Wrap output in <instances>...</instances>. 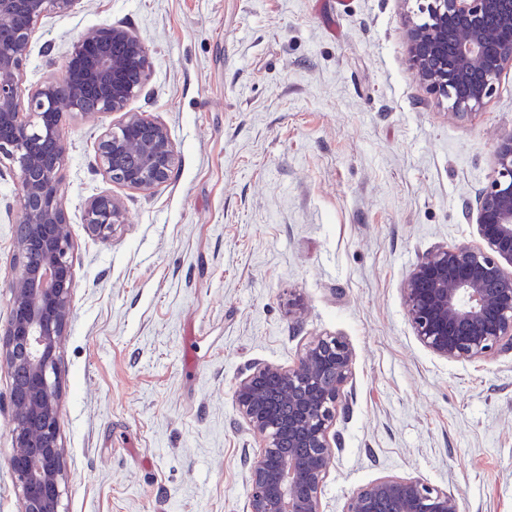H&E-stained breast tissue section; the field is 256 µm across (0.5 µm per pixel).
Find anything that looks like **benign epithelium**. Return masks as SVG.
<instances>
[{
    "label": "benign epithelium",
    "mask_w": 512,
    "mask_h": 512,
    "mask_svg": "<svg viewBox=\"0 0 512 512\" xmlns=\"http://www.w3.org/2000/svg\"><path fill=\"white\" fill-rule=\"evenodd\" d=\"M405 29L408 62L420 84L452 115L482 108L512 69V0H414ZM79 0H0V161H9L23 211L15 259L6 281L12 307L0 360L11 383L13 452L9 468L21 512H60L65 466L60 442L58 354L72 317L73 242L59 173L67 162L66 114L123 120L103 131L95 166L112 183L150 195L168 182L178 157L167 125L130 108L152 69L149 48L129 27L101 26L74 40L60 75L21 84L32 36L49 11L69 13ZM464 85L467 93L455 94ZM494 174L475 201L463 204L481 243L441 247L407 274L402 295L418 341L450 360H482L512 352V131L498 141ZM123 200L101 193L83 221L91 237L109 240L124 224ZM353 352L340 336L308 344L288 367L257 364L233 390L243 421L260 441L249 475L247 512H323L322 489L339 447L337 420ZM288 398V408L278 404ZM343 512H460L454 494L423 476L385 475L358 488Z\"/></svg>",
    "instance_id": "obj_1"
}]
</instances>
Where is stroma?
<instances>
[{"mask_svg":"<svg viewBox=\"0 0 512 512\" xmlns=\"http://www.w3.org/2000/svg\"><path fill=\"white\" fill-rule=\"evenodd\" d=\"M412 0H81L37 25L21 86L56 74L75 38L133 28L152 53L133 110L178 148L151 196L94 167L117 113L68 114L60 173L74 241L73 315L60 348L61 512H244L259 441L233 398L258 364H294L321 336L354 351L322 492L419 474L460 512H512V353L449 361L417 340L402 284L426 253L479 244L462 216L512 131V70L458 119L416 79ZM128 209L110 240L83 206ZM21 218L0 163V330ZM303 309L288 311L289 296ZM10 377L0 365V512H20L8 468ZM124 211L123 200L112 192H104L91 198L83 208L87 234L103 241L109 240L116 229L124 224Z\"/></svg>","mask_w":512,"mask_h":512,"instance_id":"35a3bbf8","label":"stroma"}]
</instances>
